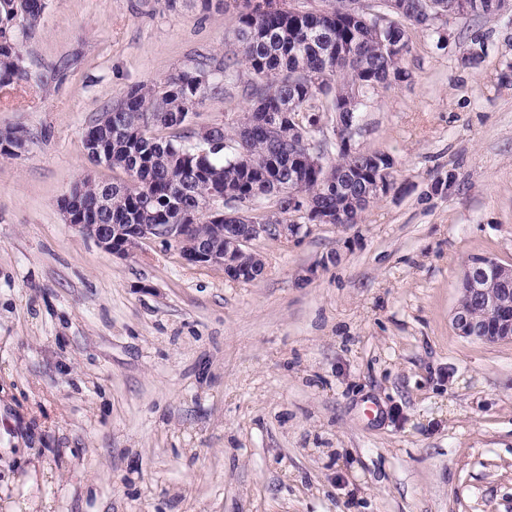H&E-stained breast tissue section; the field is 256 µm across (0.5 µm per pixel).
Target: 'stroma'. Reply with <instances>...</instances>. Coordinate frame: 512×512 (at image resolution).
<instances>
[{"label": "stroma", "instance_id": "obj_1", "mask_svg": "<svg viewBox=\"0 0 512 512\" xmlns=\"http://www.w3.org/2000/svg\"><path fill=\"white\" fill-rule=\"evenodd\" d=\"M191 0H47L0 88V512H512V344L457 336L471 258L512 262V12L412 31L361 110L393 190L358 224L262 237L252 282L159 241L116 258L64 221L80 132L133 84L222 59ZM49 76L40 85V76ZM243 83L193 127L230 129Z\"/></svg>", "mask_w": 512, "mask_h": 512}]
</instances>
